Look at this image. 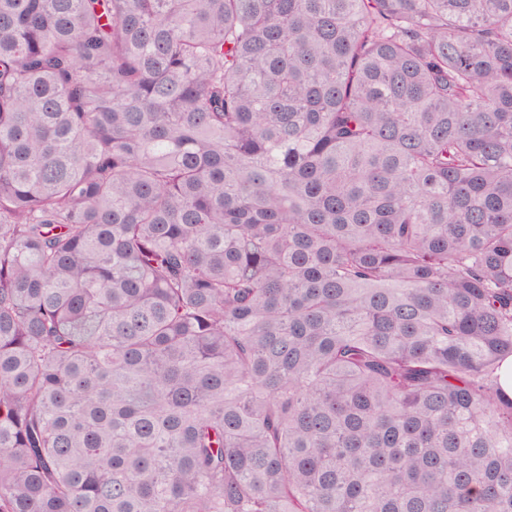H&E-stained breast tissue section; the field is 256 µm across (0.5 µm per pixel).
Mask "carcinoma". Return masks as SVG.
<instances>
[{"instance_id": "carcinoma-1", "label": "carcinoma", "mask_w": 512, "mask_h": 512, "mask_svg": "<svg viewBox=\"0 0 512 512\" xmlns=\"http://www.w3.org/2000/svg\"><path fill=\"white\" fill-rule=\"evenodd\" d=\"M512 0H0V512H512Z\"/></svg>"}]
</instances>
